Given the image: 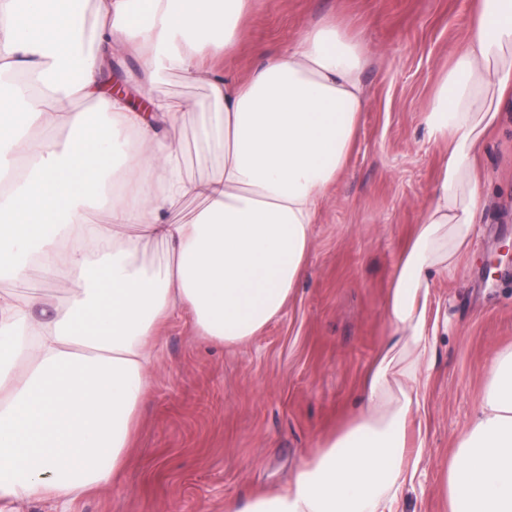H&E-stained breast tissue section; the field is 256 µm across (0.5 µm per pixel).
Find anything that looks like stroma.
<instances>
[{
    "label": "stroma",
    "instance_id": "1",
    "mask_svg": "<svg viewBox=\"0 0 512 512\" xmlns=\"http://www.w3.org/2000/svg\"><path fill=\"white\" fill-rule=\"evenodd\" d=\"M472 19V0H248L231 61L239 79L333 22L364 51L369 107L284 312L234 345L200 338L190 312L166 321L120 481L77 495L70 512H224L227 500L286 489L318 443L352 423L362 380L393 332L386 304L398 259L446 151L425 114ZM165 80L173 99L198 105L182 140L191 172L211 173L215 161L198 158L193 139L207 92L174 71ZM477 175L476 235L456 273L430 289L438 334L423 367L424 404L407 422L409 447L425 449L401 512H446L451 454L490 367L512 349V265L496 278L483 273L487 257L512 246V100L482 141Z\"/></svg>",
    "mask_w": 512,
    "mask_h": 512
}]
</instances>
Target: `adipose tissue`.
<instances>
[{
    "mask_svg": "<svg viewBox=\"0 0 512 512\" xmlns=\"http://www.w3.org/2000/svg\"><path fill=\"white\" fill-rule=\"evenodd\" d=\"M245 0H0V279L40 276L66 294L38 319L33 293H0V512L69 506L111 486L146 401L159 324L188 309L200 336L247 341L284 311L311 230L344 171L369 100L361 47L308 29L246 80L205 50L236 42ZM465 51L426 122L447 144L432 202L400 256L387 312L397 332L364 383L354 424L283 492L224 512H398L421 451L405 423L422 405L434 276L472 241L481 137L512 95V0H474ZM145 66L144 101L102 89L113 56ZM207 89L194 139L215 171L191 174L190 102L167 72ZM127 159L119 187L113 160ZM159 257L144 265L141 255ZM449 512H512V351L490 368L448 468Z\"/></svg>",
    "mask_w": 512,
    "mask_h": 512,
    "instance_id": "adipose-tissue-1",
    "label": "adipose tissue"
}]
</instances>
